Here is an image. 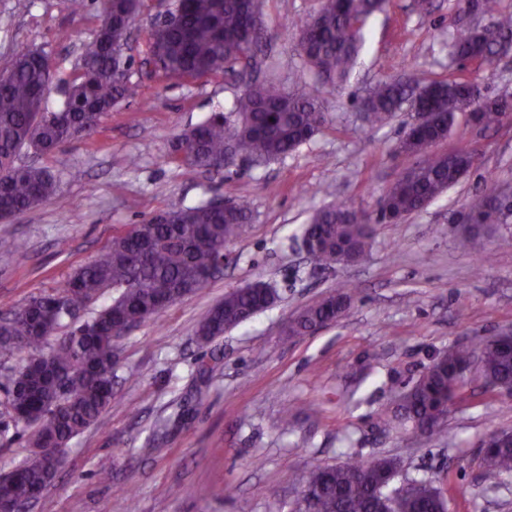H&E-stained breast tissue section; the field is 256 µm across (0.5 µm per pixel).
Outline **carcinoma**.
<instances>
[{"mask_svg":"<svg viewBox=\"0 0 512 512\" xmlns=\"http://www.w3.org/2000/svg\"><path fill=\"white\" fill-rule=\"evenodd\" d=\"M177 23L151 32L149 50L156 51L177 77L202 78L218 71L231 75L253 56L261 30L248 34L251 0H180ZM387 0H321L314 16L300 27L305 62L323 82L340 86L362 48L366 20L385 10ZM139 0H111L112 23L99 26L81 56L80 73L64 89L61 112L48 111L43 96L50 80L39 55L18 52L0 74V216H15L57 195L59 181L35 165L17 166L24 148L48 154L68 140L95 131L96 113L112 110L121 99L137 94V85L118 79L126 61L112 55L114 26L137 13ZM498 39L482 38L468 29L455 39L453 53L461 61L486 64L499 52V40L512 39V13L496 21ZM431 113L427 127L405 131L400 152L415 158L414 178L401 174L378 201L381 221L398 223L426 208L457 184L475 164L466 150L430 151L428 144L448 138L459 114L471 112L480 124L493 127L512 114V98L488 97L469 77L429 82L382 80L364 99L370 126H382L397 112L416 105ZM235 119L210 115L182 136L190 164L203 168L224 162L235 149L252 163L280 159L309 141L326 123L319 90L301 85L293 90L270 79L250 84L234 102ZM172 221L148 218L115 232L97 258L79 268L65 285L9 308L10 335L16 342L0 346L30 357L0 374V391L16 411V422L30 428L34 451L15 470L0 476V496L26 503L53 481L38 448H65L95 426L111 403L116 328L129 322L154 321L170 305L204 287L224 245L237 239L251 216L240 200L225 211L207 202L170 209ZM373 227L368 214L345 204L317 210L303 234L320 238L311 258L323 267L352 265L366 254ZM112 301L87 320L75 319L71 307L95 302L105 289ZM272 288H235L212 306L199 322L196 336L210 343L270 307ZM352 294H327L294 318L288 335L300 336L318 324L342 317ZM480 359L479 376L486 391L512 385V339L478 337L448 349L398 396L392 412L381 414L375 427L420 431L428 441L446 439L445 414L464 387L465 372ZM482 478L489 486L512 471V441L487 435L480 449ZM399 465L392 458L372 464L344 462L297 473L295 485L306 493V512H443L446 490L432 479H414L410 490L394 497L385 476Z\"/></svg>","mask_w":512,"mask_h":512,"instance_id":"carcinoma-1","label":"carcinoma"}]
</instances>
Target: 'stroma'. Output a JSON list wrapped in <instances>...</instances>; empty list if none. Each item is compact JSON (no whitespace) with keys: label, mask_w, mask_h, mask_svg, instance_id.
Returning a JSON list of instances; mask_svg holds the SVG:
<instances>
[{"label":"stroma","mask_w":512,"mask_h":512,"mask_svg":"<svg viewBox=\"0 0 512 512\" xmlns=\"http://www.w3.org/2000/svg\"><path fill=\"white\" fill-rule=\"evenodd\" d=\"M173 2H143L129 72L139 86L135 98L104 114L94 133L46 156L17 157V164L47 167L60 191L0 222V313L63 286L116 228L212 198H248L251 218L229 244L219 277L119 340L112 403L64 448L61 471L30 512H299L293 471L381 457L401 462L396 488L411 478H448V512H512V473L490 489L479 468L485 435L512 431L511 395L484 393L473 379L448 414L442 444L375 427L437 355L512 326V218L468 248L457 244L460 220L487 181L512 186V123L485 130L459 118L436 149L472 151L476 166L427 208L377 224L359 263L319 269L301 246V229L316 210L347 201L376 213L380 196L412 163L399 151L412 113L369 127L361 119L366 88L468 72L489 94L509 95L512 54L461 65L449 55L458 0H429L424 11L417 0H390L367 21L365 45L335 89L305 65L291 31L320 0H264L260 72H276L287 86L320 88L327 123L287 157L208 172L172 160L174 146L212 113H230L245 85L221 72L185 81L140 69L152 24ZM101 19V0H85L77 13L63 0H0V71L19 49L44 50L53 73L47 107L60 109L80 46ZM74 169L80 179H70ZM489 251L493 263L480 266ZM257 280L276 289V303L199 345L195 331L207 310ZM345 284L355 296L344 316L289 337L306 305ZM286 413L293 416L287 427ZM28 433L0 406V473L25 458ZM103 465L110 481L98 476ZM184 486L192 496L181 495Z\"/></svg>","instance_id":"35a3bbf8"}]
</instances>
